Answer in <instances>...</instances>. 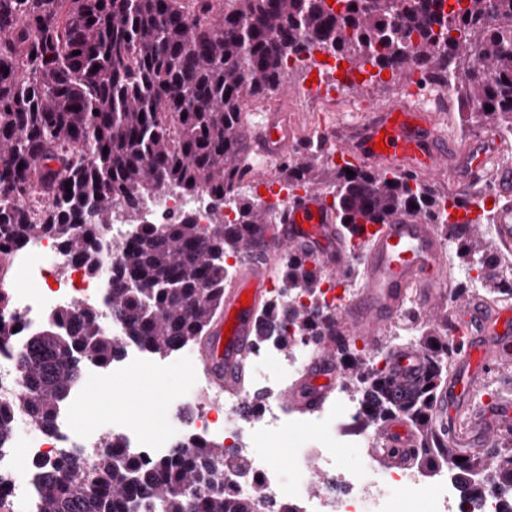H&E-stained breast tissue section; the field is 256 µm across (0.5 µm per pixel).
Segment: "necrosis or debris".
<instances>
[{
	"label": "necrosis or debris",
	"instance_id": "4bbe7bcc",
	"mask_svg": "<svg viewBox=\"0 0 512 512\" xmlns=\"http://www.w3.org/2000/svg\"><path fill=\"white\" fill-rule=\"evenodd\" d=\"M145 211L151 224H177L187 217L201 225L221 224L233 222L236 217L230 203L214 207L206 198L186 197L168 187L160 188L146 199ZM135 242L133 225L113 219L101 236L104 271L97 275L87 274L72 255L48 237L13 251L16 266L6 278L4 288L9 306L0 312V318L9 321L16 333L12 344L0 349V398L12 397L20 389L16 356L29 344L36 328L60 306H87L103 326L111 328L113 334H120V325L113 323L104 303L106 270L123 262ZM317 349L309 336L297 339L288 351L267 342L254 349L251 381L253 388L263 392L264 402L253 419L240 416L239 399L212 392L207 376L189 368L190 395L180 403L189 413L186 428L166 430L150 439L125 430L128 448L138 458L149 461L166 457L173 444L188 433L203 439L223 437L226 451L250 461L243 475L225 478V487L241 495L255 492L271 502L285 500L300 506L302 512H399L407 497L424 502L425 512H503L506 499L494 489L479 501L464 502L450 467H442L437 480L431 481L412 467L379 464L372 453L378 429L364 425L362 405L343 381L336 387L335 400L316 418L327 430V438L316 447L299 450L290 465L293 479H284L281 469L264 457L259 447L265 435L286 426L276 397L289 381L303 372L308 355ZM151 362L150 354L130 340L123 358L113 361L110 367L85 364L81 381L72 388L68 402L57 411L52 432L39 433L24 443L13 439L0 445V498L8 501L11 512H41L37 462L55 459L60 449L75 440L87 452H96L110 433L112 426L108 423L91 431L77 429L75 414L86 389L102 386L109 377L122 376ZM200 394L207 395V406L194 405V396ZM348 448L362 454L361 468L346 466L344 451ZM313 460L318 462L326 479L324 490L314 496L308 492V466Z\"/></svg>",
	"mask_w": 512,
	"mask_h": 512
}]
</instances>
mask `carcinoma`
<instances>
[{"mask_svg": "<svg viewBox=\"0 0 512 512\" xmlns=\"http://www.w3.org/2000/svg\"><path fill=\"white\" fill-rule=\"evenodd\" d=\"M317 51L371 84L385 71L393 80L418 74L419 86L455 100L460 125L480 118L512 136V0H413L404 8L397 0H0L1 241L15 249L52 236L96 272L98 236L117 201L135 213L159 187L173 186L239 202L235 224L140 225L105 297L123 335L81 305L58 309L17 357L22 385L0 400V443L12 438L19 411L49 427L83 363L111 365L128 340L164 358L206 335L224 307L225 259L269 220L268 208L239 197L241 103L285 84V57L305 62ZM325 152L332 149L310 140L285 157L288 194L333 187L336 221L360 245L361 225L398 212L433 224L461 242L467 271L489 295L512 299L493 244L471 222L450 221L449 210H466L469 200H451L412 174L333 163ZM280 273L288 291L313 304L287 308L282 320L264 310L256 340L274 338L284 350L293 335L336 340V320L314 303L323 275L312 255L287 251ZM418 327L426 368L402 402L390 372L341 350L364 422L404 418L417 438L412 463L450 465L465 501L485 496V475L512 496V438L459 462L435 431L434 398L448 381V313ZM247 466L222 440L189 437L168 457L143 462L110 435L92 458L66 448L37 465L42 512H255V498L224 488V470Z\"/></svg>", "mask_w": 512, "mask_h": 512, "instance_id": "1", "label": "carcinoma"}]
</instances>
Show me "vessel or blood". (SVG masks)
<instances>
[{"label":"vessel or blood","instance_id":"1","mask_svg":"<svg viewBox=\"0 0 512 512\" xmlns=\"http://www.w3.org/2000/svg\"><path fill=\"white\" fill-rule=\"evenodd\" d=\"M259 137L269 148L285 152L292 140L283 116H269L259 127ZM384 141L386 152L375 151V141ZM357 155L369 163L406 162L412 169L441 174L448 146L439 140L429 115L402 106L385 110L371 122ZM506 202L497 210L496 236L501 246L512 248V171L501 170L496 178ZM369 241L363 256L365 284L361 295L339 316L337 323L350 327L368 343L399 317L409 289L420 291L423 311H433L435 289L444 279L445 249L431 225L405 213L394 214L385 224L362 228ZM299 248L321 257L324 267L339 274L349 264L344 234L326 205L321 192L308 189L286 203L277 223L260 225L255 240L245 246V260L231 287L224 294L225 314L214 320L211 339L200 351V359L214 383L231 392H241L242 379L256 344L255 312L270 286L272 262L283 251ZM248 306H241L242 295ZM459 317L466 337L458 343V359L448 382L439 390L434 423L439 432L457 434L458 443L474 449L491 447L498 435L512 428V403L470 411L475 383L486 371L512 364V308H485L463 303ZM232 326L224 335V326ZM394 392L405 397L425 371L419 351L400 350L391 361ZM342 376L332 350L317 351L298 383L278 398L281 405L311 412L322 405ZM384 461L403 465L413 454L417 439L400 418L378 434Z\"/></svg>","mask_w":512,"mask_h":512}]
</instances>
